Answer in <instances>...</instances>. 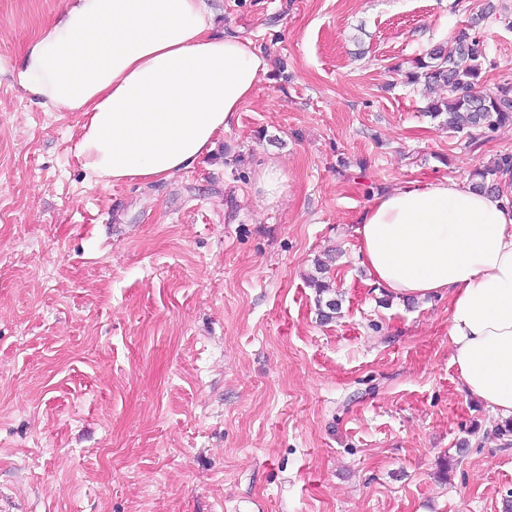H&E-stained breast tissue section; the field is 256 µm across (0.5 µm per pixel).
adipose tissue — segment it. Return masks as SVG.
Instances as JSON below:
<instances>
[{"mask_svg":"<svg viewBox=\"0 0 512 512\" xmlns=\"http://www.w3.org/2000/svg\"><path fill=\"white\" fill-rule=\"evenodd\" d=\"M213 18L207 0H65L23 48V86L83 114L79 152L100 182L166 180L212 150L268 69ZM355 234L388 295L447 297L462 390L512 416V190L408 181L376 196Z\"/></svg>","mask_w":512,"mask_h":512,"instance_id":"ef3b65f1","label":"adipose tissue"}]
</instances>
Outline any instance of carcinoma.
<instances>
[{
	"label": "carcinoma",
	"mask_w": 512,
	"mask_h": 512,
	"mask_svg": "<svg viewBox=\"0 0 512 512\" xmlns=\"http://www.w3.org/2000/svg\"><path fill=\"white\" fill-rule=\"evenodd\" d=\"M486 46L470 37L466 30L459 31L453 43L440 45L427 53V58L414 61L415 70L406 73L407 82L416 84L420 79L441 84L446 88L447 99L427 107L432 117L445 116L448 129L462 132L466 129L494 130L512 124V87L504 84L496 90L479 93L483 64L486 62ZM512 173V154L499 156L493 166L475 173L480 182L475 188L485 190L487 177ZM319 294H329L320 310L324 320H330L340 312L341 300L330 296L329 285L315 281Z\"/></svg>",
	"instance_id": "cac0c4a2"
}]
</instances>
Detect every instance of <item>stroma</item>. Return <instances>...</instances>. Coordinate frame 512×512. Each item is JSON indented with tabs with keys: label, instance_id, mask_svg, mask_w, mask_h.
<instances>
[{
	"label": "stroma",
	"instance_id": "1",
	"mask_svg": "<svg viewBox=\"0 0 512 512\" xmlns=\"http://www.w3.org/2000/svg\"><path fill=\"white\" fill-rule=\"evenodd\" d=\"M210 2L267 73L193 169L113 185L80 113L21 83L62 0H0V512H512L447 298L373 286L355 234L377 195L512 152V125L448 131L443 87L403 76L478 15L484 85L512 83V0ZM257 187L265 204L273 205L286 196L288 180L281 167L270 164L261 171Z\"/></svg>",
	"mask_w": 512,
	"mask_h": 512
}]
</instances>
